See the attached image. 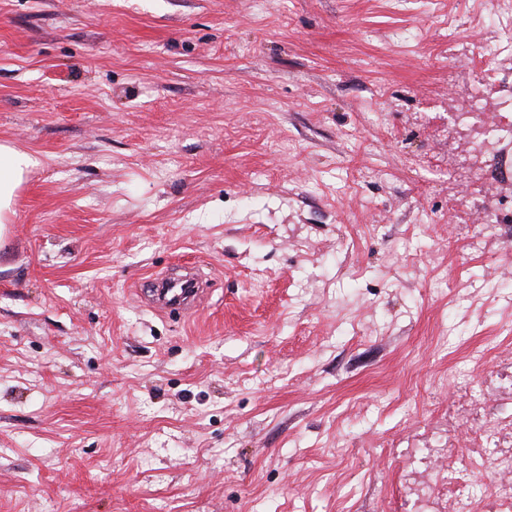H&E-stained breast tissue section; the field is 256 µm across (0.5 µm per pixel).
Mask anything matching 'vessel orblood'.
I'll return each mask as SVG.
<instances>
[{"label": "vessel or blood", "mask_w": 512, "mask_h": 512, "mask_svg": "<svg viewBox=\"0 0 512 512\" xmlns=\"http://www.w3.org/2000/svg\"><path fill=\"white\" fill-rule=\"evenodd\" d=\"M140 303L159 313H195L203 301V290L196 271L148 281L137 289Z\"/></svg>", "instance_id": "1"}]
</instances>
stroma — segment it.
<instances>
[{"instance_id":"stroma-1","label":"stroma","mask_w":512,"mask_h":512,"mask_svg":"<svg viewBox=\"0 0 512 512\" xmlns=\"http://www.w3.org/2000/svg\"><path fill=\"white\" fill-rule=\"evenodd\" d=\"M470 2L0 0V512H419L512 408ZM39 165L33 154L7 143L0 144V224H9L16 192L26 176ZM198 273L190 269L176 277H156L136 289L140 303L159 313H196L203 301Z\"/></svg>"}]
</instances>
